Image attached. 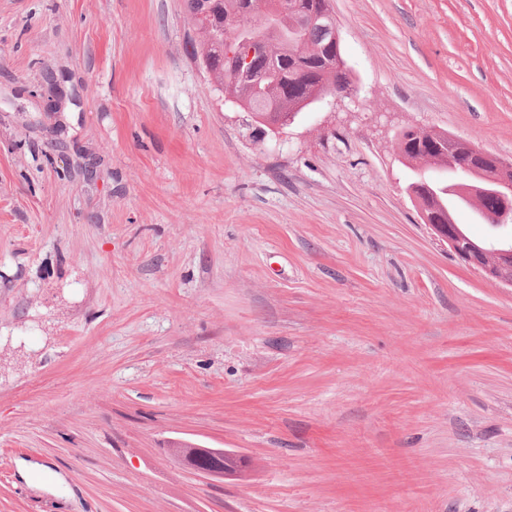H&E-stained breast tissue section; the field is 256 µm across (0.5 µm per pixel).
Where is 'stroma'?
Here are the masks:
<instances>
[{"mask_svg":"<svg viewBox=\"0 0 512 512\" xmlns=\"http://www.w3.org/2000/svg\"><path fill=\"white\" fill-rule=\"evenodd\" d=\"M331 7L353 91L269 131L184 0H0V512H512V288L396 141L512 160V0ZM191 448H168L170 454L187 469L212 477H224L236 473L246 462L239 463L233 471L224 470V454L234 453L223 448H202L192 445Z\"/></svg>","mask_w":512,"mask_h":512,"instance_id":"stroma-1","label":"stroma"}]
</instances>
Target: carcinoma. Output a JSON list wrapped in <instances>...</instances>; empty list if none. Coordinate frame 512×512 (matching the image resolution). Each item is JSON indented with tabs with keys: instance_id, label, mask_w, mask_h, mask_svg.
Returning <instances> with one entry per match:
<instances>
[{
	"instance_id": "1",
	"label": "carcinoma",
	"mask_w": 512,
	"mask_h": 512,
	"mask_svg": "<svg viewBox=\"0 0 512 512\" xmlns=\"http://www.w3.org/2000/svg\"><path fill=\"white\" fill-rule=\"evenodd\" d=\"M294 9L272 16L270 0H185L190 20L204 14L212 29L198 42L194 54L211 73L219 91L244 104L264 122H273L282 112H300L327 96L339 97L352 86L350 71L342 58L341 43L328 44V37L317 28L299 27V19L329 13L328 0H292ZM246 13L250 28L236 35L219 26L229 15ZM275 26L280 41L269 44L266 29ZM253 50L252 75L239 83L232 74L239 55ZM405 163L418 169L409 187L419 206L432 210L439 223L453 219L464 200L448 193L452 183L466 173L448 162L446 148L438 136L413 128L402 130L397 138Z\"/></svg>"
}]
</instances>
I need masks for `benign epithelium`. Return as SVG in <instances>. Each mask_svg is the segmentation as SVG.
I'll return each mask as SVG.
<instances>
[{"mask_svg": "<svg viewBox=\"0 0 512 512\" xmlns=\"http://www.w3.org/2000/svg\"><path fill=\"white\" fill-rule=\"evenodd\" d=\"M455 164L463 167L467 178L455 186L458 196L477 208L483 221L494 227L512 223V163L503 160L476 144L456 155ZM495 200V207L486 209V199ZM424 223L435 235L448 243V247L468 265L493 282L512 287V242L493 240L490 247H481L455 230L450 224H438L430 215L422 214ZM170 454L186 468L206 476L222 477L224 454L222 448H171Z\"/></svg>", "mask_w": 512, "mask_h": 512, "instance_id": "7a95c632", "label": "benign epithelium"}]
</instances>
